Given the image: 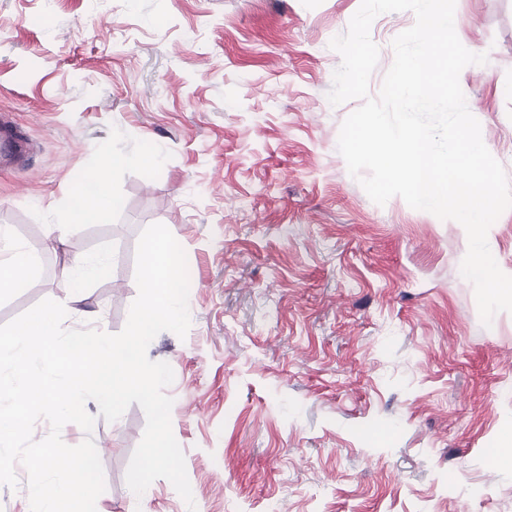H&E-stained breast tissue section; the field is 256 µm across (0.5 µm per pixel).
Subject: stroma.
Returning <instances> with one entry per match:
<instances>
[{"mask_svg": "<svg viewBox=\"0 0 512 512\" xmlns=\"http://www.w3.org/2000/svg\"><path fill=\"white\" fill-rule=\"evenodd\" d=\"M360 0H0V111L27 135L0 172V227L38 255L26 288L0 292V325L49 298L63 326L120 332L137 296L143 229L183 247L191 325L159 333L173 434L194 507L165 479L126 483L145 414L92 432L106 489L96 512H512V468L486 451L512 435V313L483 325L461 274L462 225L375 204L337 143L359 100L328 94ZM458 38L485 64L460 85L512 179V0H456ZM410 11L370 30L378 94ZM159 152L160 166L135 165ZM110 193L71 218L82 175L112 154ZM65 246L43 248L51 225ZM108 276L72 300L69 267ZM108 269V260L104 256L93 257L76 264L71 270L75 290L80 291L84 283L89 279L104 276Z\"/></svg>", "mask_w": 512, "mask_h": 512, "instance_id": "stroma-1", "label": "stroma"}]
</instances>
